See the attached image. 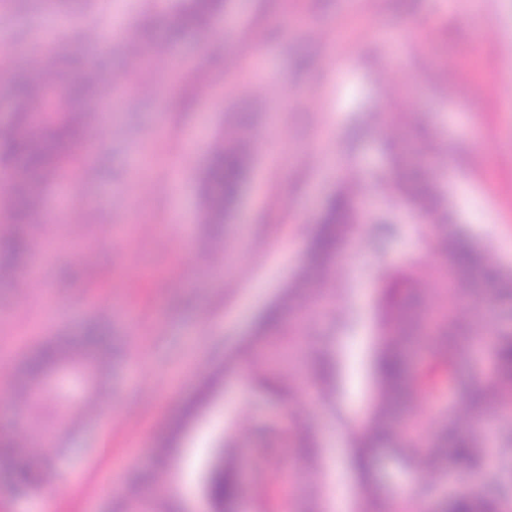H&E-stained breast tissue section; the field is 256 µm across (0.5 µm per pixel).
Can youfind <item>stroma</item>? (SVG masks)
<instances>
[{
    "label": "stroma",
    "mask_w": 512,
    "mask_h": 512,
    "mask_svg": "<svg viewBox=\"0 0 512 512\" xmlns=\"http://www.w3.org/2000/svg\"><path fill=\"white\" fill-rule=\"evenodd\" d=\"M172 24L169 0H79L51 21L40 0H0V122L12 117L16 73L45 69L61 54H85L124 106L108 127L90 116L72 175L42 192L38 233L68 237L32 260L26 286L0 277V436L22 440L26 460L48 462L40 486L14 488L0 474V512H208L202 491L222 441L237 446L245 497L261 489L267 512H358L363 480L352 464L349 430L371 396L377 346V290L366 269L419 255L414 215L383 202L391 173L388 139L374 120L408 112L401 138L432 144L410 170L440 184L445 206L492 262L512 269V0H224L220 22L169 41L181 66L131 62L126 43L145 22ZM123 32L112 37L115 24ZM256 77H245L249 66ZM256 132L241 193L218 237L223 274L206 270L197 240L207 238L202 177L211 143L230 137L240 114ZM361 172L368 216L389 210L395 230L381 252L345 241L336 270L340 301L358 317L349 336L311 324L294 337L306 360L284 367L308 373L323 346L339 360L335 408L302 395L322 469L285 472L296 450L280 435L284 404L249 387L247 368L224 358L301 267L315 222L347 164ZM466 315L479 329L512 326V298L491 284L471 285ZM107 325L101 411L50 442L12 398L34 348ZM169 446L170 470L192 476L173 499L156 450ZM371 480L381 512H394L414 483L422 512H441L464 490V472L447 462L436 476L415 475L389 448L376 452ZM325 483L318 498L310 485Z\"/></svg>",
    "instance_id": "1"
}]
</instances>
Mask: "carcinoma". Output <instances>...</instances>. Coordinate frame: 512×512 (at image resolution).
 Wrapping results in <instances>:
<instances>
[{"mask_svg":"<svg viewBox=\"0 0 512 512\" xmlns=\"http://www.w3.org/2000/svg\"><path fill=\"white\" fill-rule=\"evenodd\" d=\"M223 8V0H172L179 30L207 28ZM166 42L146 28L139 38L128 42L127 51L137 59L147 48L164 51ZM13 120L0 124V164L18 169L8 191L6 216L10 229L0 235V274L22 281L27 276V259L41 240L32 232L40 214V192L49 180L63 174L71 165V147L82 136L86 113L105 112L109 103L101 96L95 63L88 60L76 74L47 69L35 76H24L12 88ZM403 112H381L376 121L389 128L406 122ZM395 176L386 182L387 197L402 198L417 221L414 232L424 254L403 266L382 264L374 271L379 288L378 336L373 369L375 391L362 425L351 430L353 447L361 467L368 466L376 448L386 444L399 450L408 464L422 470L441 469L442 460L451 457L469 474L485 471L506 453L512 454V329L487 333L459 313L469 298L466 285L480 277L498 288L501 296H512V271L491 262L481 247L461 237L448 223L437 183L420 178L405 168L409 152L427 149L424 144L389 141ZM250 141L239 137L232 142L219 140L203 179V195L211 224L224 223L235 205L247 168ZM360 185L354 175L347 177L337 194L320 213L316 231L309 240L304 262L285 293L265 312L250 336L236 352L225 357L228 371L247 362L252 378L272 395L288 404L287 433L300 448L302 468L316 470L319 458L305 418L296 406L298 387L290 379L269 374L266 361L288 350L297 327L286 321L285 311L305 300L310 306L320 300L319 292H336L335 271L340 259V243L363 233L365 215L358 200ZM435 280L443 287L441 305L426 306L427 285ZM333 331L348 333L354 324L349 313L340 315L324 310ZM112 348L111 340L97 328L87 329L70 348H36L24 362L23 386L17 392L19 404L38 419L51 405L56 428L65 430L77 418L91 411L94 401L80 404L69 397L51 394L45 377L57 367L98 370ZM491 349L494 373L483 378L465 377L458 363L466 353L480 358ZM423 355L418 366L410 356ZM336 358L329 348L320 351L307 385L327 402H335ZM453 383L458 399L469 408L471 430L459 431L453 408L438 416L422 419L417 415L399 419L397 413L415 407L422 397H432L443 386ZM497 417L483 422L487 407ZM496 429L488 442L485 425ZM18 443H0V468L13 472L18 485L34 490L44 473L33 470L16 451ZM208 492L211 504L234 512L242 497L235 466V454L228 450L224 465L210 474ZM448 512H512L497 500L461 496L448 500Z\"/></svg>","mask_w":512,"mask_h":512,"instance_id":"cac0c4a2","label":"carcinoma"}]
</instances>
